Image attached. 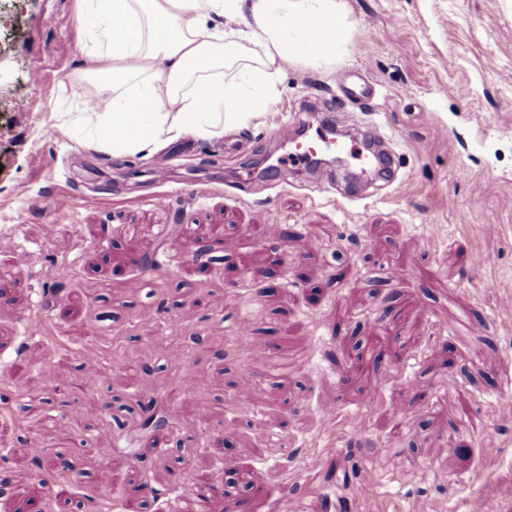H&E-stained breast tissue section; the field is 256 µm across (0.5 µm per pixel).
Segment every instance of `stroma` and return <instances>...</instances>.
Segmentation results:
<instances>
[{
    "instance_id": "stroma-1",
    "label": "stroma",
    "mask_w": 512,
    "mask_h": 512,
    "mask_svg": "<svg viewBox=\"0 0 512 512\" xmlns=\"http://www.w3.org/2000/svg\"><path fill=\"white\" fill-rule=\"evenodd\" d=\"M342 4L345 53L288 66L272 111L230 127L242 150L189 133L115 156L89 131L109 96L86 111L72 78L92 20L0 0V237L27 254L0 250V512L146 487L148 512H195L199 477L226 488L208 512H512V0ZM358 69L377 93L352 103L336 80ZM326 112L381 128L390 183L349 155L240 182L286 153L279 115L312 137Z\"/></svg>"
}]
</instances>
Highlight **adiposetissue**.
<instances>
[{
	"instance_id": "1",
	"label": "adipose tissue",
	"mask_w": 512,
	"mask_h": 512,
	"mask_svg": "<svg viewBox=\"0 0 512 512\" xmlns=\"http://www.w3.org/2000/svg\"><path fill=\"white\" fill-rule=\"evenodd\" d=\"M95 27L85 77L108 92L94 136L151 153L188 132L222 135L269 111L285 66L332 62L349 22L340 0H77ZM252 22L239 27L243 15ZM221 91L202 98L206 86Z\"/></svg>"
}]
</instances>
